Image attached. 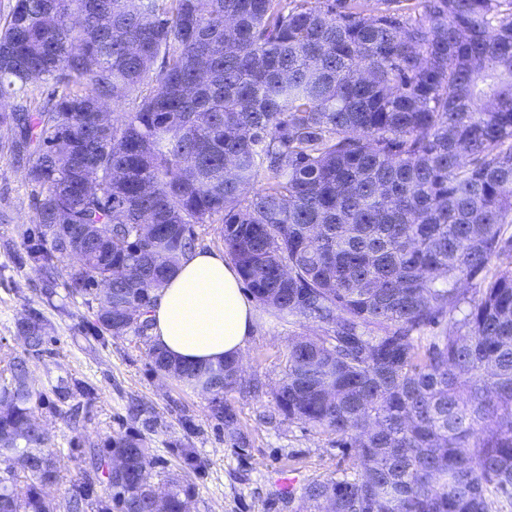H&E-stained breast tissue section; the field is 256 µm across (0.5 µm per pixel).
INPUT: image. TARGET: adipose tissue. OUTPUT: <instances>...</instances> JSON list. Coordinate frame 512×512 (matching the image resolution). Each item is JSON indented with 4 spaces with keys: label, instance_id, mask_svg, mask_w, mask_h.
<instances>
[{
    "label": "adipose tissue",
    "instance_id": "1",
    "mask_svg": "<svg viewBox=\"0 0 512 512\" xmlns=\"http://www.w3.org/2000/svg\"><path fill=\"white\" fill-rule=\"evenodd\" d=\"M149 317L155 345L184 363L239 357L254 329L240 275L217 250L189 253L158 292Z\"/></svg>",
    "mask_w": 512,
    "mask_h": 512
}]
</instances>
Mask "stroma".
Returning a JSON list of instances; mask_svg holds the SVG:
<instances>
[{"instance_id":"obj_1","label":"stroma","mask_w":512,"mask_h":512,"mask_svg":"<svg viewBox=\"0 0 512 512\" xmlns=\"http://www.w3.org/2000/svg\"><path fill=\"white\" fill-rule=\"evenodd\" d=\"M34 192L25 167L0 151V358L22 352L17 323L29 311H39L53 342L31 364L33 387L45 390L62 376L91 390L79 425L47 410L41 416L49 447L62 451L63 478L46 489L56 512H65L69 482L78 472L77 461L64 453L70 440L97 444L141 428V420L129 414L134 404L158 421L146 434L158 477L178 469L184 448L199 458L190 512H303L308 483L354 475L353 449L337 447L335 434L288 420L275 407L289 342L325 335L323 324L253 304L255 329L241 357L248 387L224 396L238 431L230 436L211 412L210 395L152 371L151 338L98 337L93 309L82 297L69 295L62 276L46 278L29 258L22 233L31 225ZM284 473L297 476L293 491L279 486Z\"/></svg>"}]
</instances>
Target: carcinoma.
<instances>
[{"instance_id":"carcinoma-1","label":"carcinoma","mask_w":512,"mask_h":512,"mask_svg":"<svg viewBox=\"0 0 512 512\" xmlns=\"http://www.w3.org/2000/svg\"><path fill=\"white\" fill-rule=\"evenodd\" d=\"M126 102L99 132L94 113ZM0 147L40 188L32 259L97 303L98 333L146 335L194 226L217 221L256 301L328 327L289 343L275 393L282 415L355 452L353 478L304 488L309 512H489V490L512 488V0H14ZM147 216L164 225L161 269L135 240ZM88 224L108 246L74 263L64 239ZM17 330L24 352L0 366V512H54L60 454L40 410L70 418L91 392L63 377L33 390L43 316ZM148 355L209 388L237 436L235 361ZM70 445L85 468L68 512H183L195 493L153 480L139 431ZM114 456L132 459L122 477Z\"/></svg>"}]
</instances>
